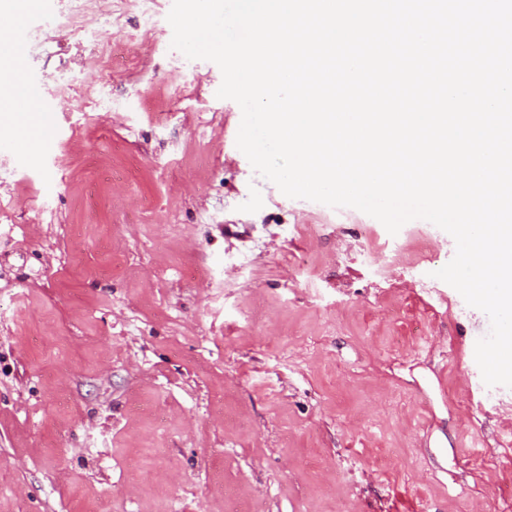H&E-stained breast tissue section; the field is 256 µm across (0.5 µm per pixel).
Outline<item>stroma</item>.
Instances as JSON below:
<instances>
[{
  "label": "stroma",
  "instance_id": "stroma-1",
  "mask_svg": "<svg viewBox=\"0 0 512 512\" xmlns=\"http://www.w3.org/2000/svg\"><path fill=\"white\" fill-rule=\"evenodd\" d=\"M97 3L33 25L49 138L0 151V512H504L453 237L285 196L173 0Z\"/></svg>",
  "mask_w": 512,
  "mask_h": 512
}]
</instances>
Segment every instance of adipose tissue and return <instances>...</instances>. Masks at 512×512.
<instances>
[{
    "label": "adipose tissue",
    "instance_id": "obj_1",
    "mask_svg": "<svg viewBox=\"0 0 512 512\" xmlns=\"http://www.w3.org/2000/svg\"><path fill=\"white\" fill-rule=\"evenodd\" d=\"M38 0H0V72L9 71L10 77L0 85V116L7 118L13 137L30 149H38L44 142L47 127L41 119L38 100L17 101L14 87L24 73L17 66L15 56L6 49L5 42L10 31L23 23L28 12Z\"/></svg>",
    "mask_w": 512,
    "mask_h": 512
}]
</instances>
